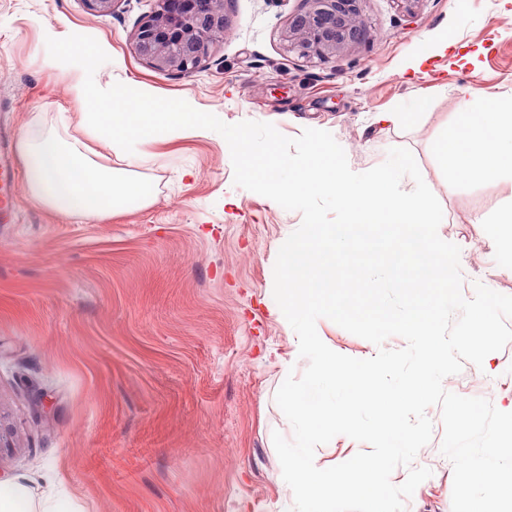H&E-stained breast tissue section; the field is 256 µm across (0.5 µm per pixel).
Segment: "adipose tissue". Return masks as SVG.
Returning a JSON list of instances; mask_svg holds the SVG:
<instances>
[{"label":"adipose tissue","instance_id":"ef3b65f1","mask_svg":"<svg viewBox=\"0 0 512 512\" xmlns=\"http://www.w3.org/2000/svg\"><path fill=\"white\" fill-rule=\"evenodd\" d=\"M53 44L48 67L67 80L72 99L82 107V126L88 142H66L50 133L29 132L18 143L31 198L42 206L71 217L105 219L149 205L152 183L136 170L139 158L128 155L131 143L174 141L201 136L221 125L219 112L196 111L184 97L162 99L150 89L116 90L97 78L102 59L111 57L109 45L80 36L74 30L46 28ZM126 158L127 168L102 163L92 142ZM441 166L449 174L480 182H512V101L476 107L461 98L458 119L438 145ZM498 243V260L512 270V201L495 215H480ZM0 512H80L64 495L35 496L19 481L0 490Z\"/></svg>","mask_w":512,"mask_h":512}]
</instances>
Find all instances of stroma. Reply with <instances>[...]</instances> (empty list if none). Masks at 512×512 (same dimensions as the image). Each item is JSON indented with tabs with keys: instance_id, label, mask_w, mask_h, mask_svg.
Segmentation results:
<instances>
[{
	"instance_id": "35a3bbf8",
	"label": "stroma",
	"mask_w": 512,
	"mask_h": 512,
	"mask_svg": "<svg viewBox=\"0 0 512 512\" xmlns=\"http://www.w3.org/2000/svg\"><path fill=\"white\" fill-rule=\"evenodd\" d=\"M304 0H224V38L189 74L160 72L133 52L153 0H117L91 13L84 0H0V132L31 128L81 137L67 81L43 66L47 26L108 43L101 83L184 96L228 124L257 121L295 137L330 132L351 170L408 149L448 213L439 236L460 248L462 294L475 284L512 295V273L474 216L494 214L510 183L462 180L436 146L454 119L457 90L478 104L512 98V0H362L364 39L328 59L304 57L285 38ZM448 33L473 63L432 56L408 81L409 60ZM428 112L420 125L383 127L375 113ZM139 170L155 185L147 207L106 220L44 208L18 186V216L0 226V478L34 492L63 482L83 512H292L272 434L293 429L274 397L282 359L307 367L296 334L278 320V251L302 222L234 183L219 133L142 144ZM337 353L383 346L318 320ZM446 391L512 412V343L488 365L464 363ZM413 465L431 471L406 512H452L453 467L442 454L441 410ZM412 465V466H413Z\"/></svg>"
}]
</instances>
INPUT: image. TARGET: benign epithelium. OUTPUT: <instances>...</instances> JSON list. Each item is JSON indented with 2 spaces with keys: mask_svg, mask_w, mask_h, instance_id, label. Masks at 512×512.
<instances>
[{
  "mask_svg": "<svg viewBox=\"0 0 512 512\" xmlns=\"http://www.w3.org/2000/svg\"><path fill=\"white\" fill-rule=\"evenodd\" d=\"M288 27L290 47L326 59L363 36L361 0H306ZM224 37V0H155L134 37L135 53L159 71L188 74Z\"/></svg>",
  "mask_w": 512,
  "mask_h": 512,
  "instance_id": "obj_1",
  "label": "benign epithelium"
}]
</instances>
